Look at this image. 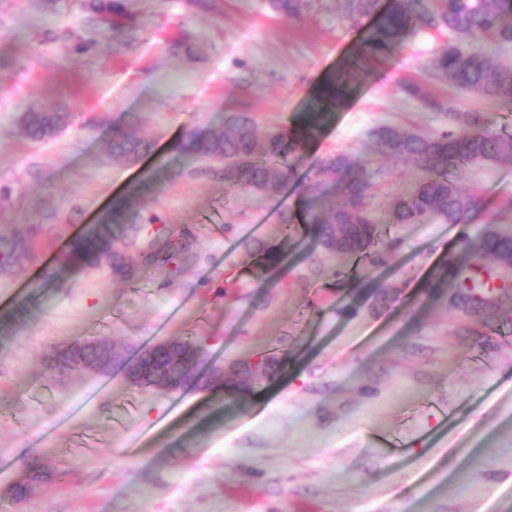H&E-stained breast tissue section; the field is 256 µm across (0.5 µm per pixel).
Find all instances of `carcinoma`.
<instances>
[{
	"label": "carcinoma",
	"mask_w": 512,
	"mask_h": 512,
	"mask_svg": "<svg viewBox=\"0 0 512 512\" xmlns=\"http://www.w3.org/2000/svg\"><path fill=\"white\" fill-rule=\"evenodd\" d=\"M377 0H344L345 17L353 20L371 13ZM308 0H271L272 8L286 16H298ZM433 29L446 35L445 42L432 57L421 64L429 78H444L461 91L492 99L507 112H512V62L502 52L512 46V0H397L392 11L368 32L361 48L349 62L353 69L367 60L390 54L405 38L418 30ZM402 90L426 110L438 112L453 129L436 134H418L391 125H380L371 132L377 150L383 155L408 160L426 173L415 189L393 199L390 223L420 224L436 217L450 224H461L476 207V198L463 192L459 181L474 164L512 165V131L502 128L489 131L481 116L460 105L446 103L422 79L402 83ZM347 92V77L342 73L323 83L319 90L320 106L306 112L290 128H277L265 136L257 134L254 120L242 113L227 122L222 132L201 130L188 133L179 143L186 157L224 162V182L233 188L271 197L282 193L293 178L288 155L314 140L326 118V109L337 104ZM64 122L59 112L30 109L24 117L28 135L36 140L53 137ZM150 143L138 137L130 125L112 127V159L132 162L149 150ZM379 172L372 173L347 153L328 155L318 163L316 196L335 192L343 204L320 214L306 211L307 223L319 242L329 251L350 255L359 260L385 263L380 252L373 250L380 232V221L373 209V182ZM114 241L151 265H166L183 256L189 241L171 234L161 235L148 243L140 240L137 215L125 203L117 201L112 208V223L103 227L94 239L80 243L74 254L88 263H96L99 255ZM288 238L277 242H260L253 254V269L266 271L285 260ZM493 256L496 266L484 264ZM459 293L468 304L477 303L492 309L506 294H477L484 287L483 276L501 279L512 273V237L490 232L480 242L466 243L457 264ZM197 362V348L179 341L171 353L160 358L138 376L139 387H163L178 374L189 375ZM274 362L259 360L238 373L241 378L259 373L272 374ZM27 482L17 486L15 498L26 497L29 486L47 476L45 466L28 464Z\"/></svg>",
	"instance_id": "1"
}]
</instances>
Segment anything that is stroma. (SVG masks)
I'll list each match as a JSON object with an SVG mask.
<instances>
[{"mask_svg": "<svg viewBox=\"0 0 512 512\" xmlns=\"http://www.w3.org/2000/svg\"><path fill=\"white\" fill-rule=\"evenodd\" d=\"M101 3L0 0V237L28 248L0 266V512H512V299L466 312L430 287L463 239L512 234V165L471 168L467 223L390 224V201L422 174L369 137L383 122L446 129L400 86L421 78L439 37L415 33L351 73L318 137L290 155L294 181L264 198L178 143L232 112L261 134L293 126L375 16L345 20L343 0H310L297 18L269 0H122L109 24ZM431 88L491 130L512 122L449 82ZM34 105L68 125L29 139ZM127 123L151 149L121 164L112 127ZM336 151L379 174L386 264L327 251L301 220ZM119 200L144 238L184 233L191 260L130 281L69 262ZM291 215L286 261L253 271L255 243ZM85 336L109 337L125 360L183 339L210 361L276 364L243 393H163L128 385L122 364L54 368ZM35 460L48 479L13 502L8 487Z\"/></svg>", "mask_w": 512, "mask_h": 512, "instance_id": "stroma-1", "label": "stroma"}]
</instances>
